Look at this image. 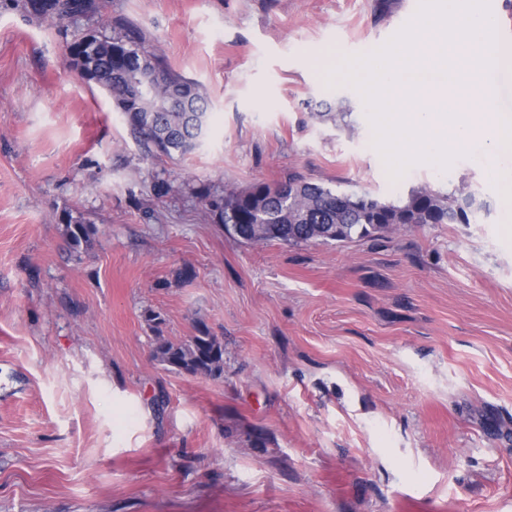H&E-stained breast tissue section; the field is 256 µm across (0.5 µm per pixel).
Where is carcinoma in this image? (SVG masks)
<instances>
[{
  "instance_id": "obj_1",
  "label": "carcinoma",
  "mask_w": 512,
  "mask_h": 512,
  "mask_svg": "<svg viewBox=\"0 0 512 512\" xmlns=\"http://www.w3.org/2000/svg\"><path fill=\"white\" fill-rule=\"evenodd\" d=\"M37 18L85 14L90 0H27ZM69 64L81 77L105 91L124 116L131 136L152 156H184L196 147L190 115H207L209 101L200 85L167 68L145 39L133 32L111 37L88 32L67 45ZM199 198L223 224H237L238 238L289 244L342 243L408 224H469L474 195L462 188L447 192L413 188L396 201L370 194L332 190L295 175L278 183H256L216 200L207 190ZM69 237L78 247L90 241L94 226L67 215ZM154 357L180 372L219 377L224 373V344L208 329L174 343L156 337Z\"/></svg>"
}]
</instances>
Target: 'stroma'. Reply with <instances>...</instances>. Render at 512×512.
I'll return each mask as SVG.
<instances>
[{"label": "stroma", "mask_w": 512, "mask_h": 512, "mask_svg": "<svg viewBox=\"0 0 512 512\" xmlns=\"http://www.w3.org/2000/svg\"><path fill=\"white\" fill-rule=\"evenodd\" d=\"M95 3L0 0V512H512V213L476 146L391 179L362 96L318 70L413 0ZM127 29L208 96L185 156L147 155L67 64L75 36ZM291 173L385 200L462 184L485 209L255 244L198 198ZM200 326L221 377L155 359V334ZM91 0H28L25 8L37 18L56 17L85 14L93 5Z\"/></svg>", "instance_id": "35a3bbf8"}]
</instances>
